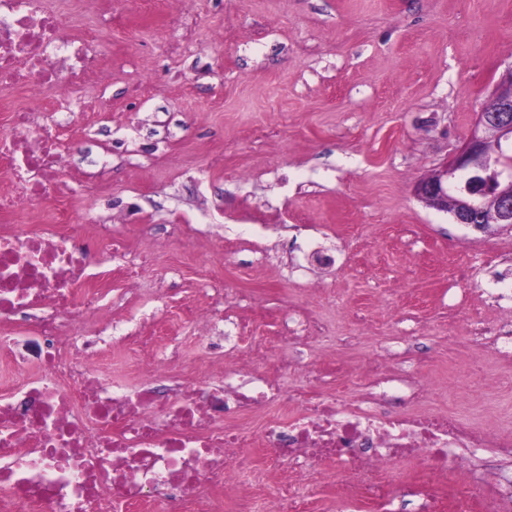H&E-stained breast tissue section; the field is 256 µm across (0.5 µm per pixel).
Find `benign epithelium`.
Segmentation results:
<instances>
[{"label":"benign epithelium","instance_id":"7a95c632","mask_svg":"<svg viewBox=\"0 0 512 512\" xmlns=\"http://www.w3.org/2000/svg\"><path fill=\"white\" fill-rule=\"evenodd\" d=\"M491 100L495 109L478 113L468 141L415 187L427 206L476 231L492 225L512 228V66Z\"/></svg>","mask_w":512,"mask_h":512}]
</instances>
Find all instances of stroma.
Returning <instances> with one entry per match:
<instances>
[{
  "mask_svg": "<svg viewBox=\"0 0 512 512\" xmlns=\"http://www.w3.org/2000/svg\"><path fill=\"white\" fill-rule=\"evenodd\" d=\"M111 13L112 81L70 115L79 151L112 155L71 209L111 216L140 272L112 301L177 339L193 382L206 345L188 309L224 288L234 355L284 390L315 374L353 403L391 349L432 404L492 407L512 433V356L470 325L512 320V229L472 232L413 194L462 146L512 66V0H91ZM465 267L466 277L456 275ZM353 344H346V337ZM299 351L305 368L280 371ZM347 473L318 463L308 512H340Z\"/></svg>",
  "mask_w": 512,
  "mask_h": 512,
  "instance_id": "1",
  "label": "stroma"
}]
</instances>
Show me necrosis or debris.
<instances>
[{
  "label": "necrosis or debris",
  "mask_w": 512,
  "mask_h": 512,
  "mask_svg": "<svg viewBox=\"0 0 512 512\" xmlns=\"http://www.w3.org/2000/svg\"><path fill=\"white\" fill-rule=\"evenodd\" d=\"M82 2L0 0V90L57 105L40 124L30 108L10 110L0 132V351L6 367L28 373L0 394V512H224V489L252 469L255 448L291 471L333 460L361 473L357 498L384 510L403 512L396 500L415 497L420 512H435V484L396 483L391 465L465 472L474 449L504 442L459 413L422 409L421 383L408 397L416 411H387L385 355L368 364L379 387L358 404L311 388L283 395L245 358L188 385L171 373L177 350L150 356L143 368L171 380L166 394L128 390L104 369L105 350L135 334L99 285L123 255L92 214L38 221L72 175L65 114L108 73L110 22L78 27ZM283 402L294 409L285 419L272 412ZM511 507L512 486L475 480L448 499L450 512Z\"/></svg>",
  "instance_id": "necrosis-or-debris-1"
}]
</instances>
